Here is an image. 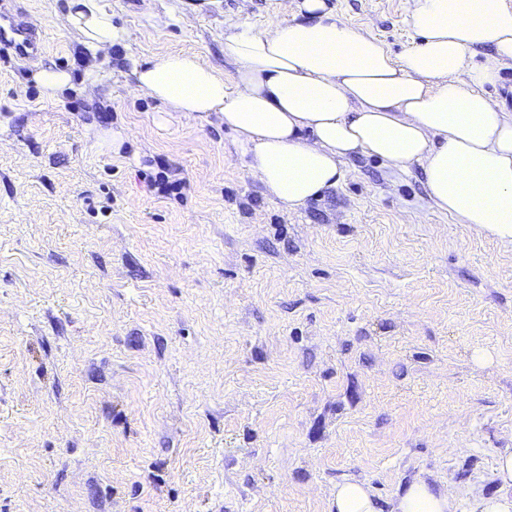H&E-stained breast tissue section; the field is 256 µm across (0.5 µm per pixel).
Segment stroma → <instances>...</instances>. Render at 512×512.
<instances>
[{
	"mask_svg": "<svg viewBox=\"0 0 512 512\" xmlns=\"http://www.w3.org/2000/svg\"><path fill=\"white\" fill-rule=\"evenodd\" d=\"M66 2L0 0L42 43L0 51V512H328L343 480L385 505L418 477L473 512L512 450V244L363 156L275 202L220 116L134 90L130 58L178 51L232 82L229 24L281 0H108L109 54ZM329 2L419 42L409 0ZM162 158L183 200L149 187ZM32 76L49 101L57 99L69 87L71 80L66 70L51 65H36Z\"/></svg>",
	"mask_w": 512,
	"mask_h": 512,
	"instance_id": "35a3bbf8",
	"label": "stroma"
}]
</instances>
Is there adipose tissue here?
I'll return each instance as SVG.
<instances>
[{
    "mask_svg": "<svg viewBox=\"0 0 512 512\" xmlns=\"http://www.w3.org/2000/svg\"><path fill=\"white\" fill-rule=\"evenodd\" d=\"M68 22L94 50L120 38L104 0H68ZM285 19L256 32L235 24L224 52L232 86L189 52L134 60V88L183 115L215 113L268 196L305 205L356 154L396 173L420 167L433 207L512 243V110L484 95L512 68V0H411L420 43L395 56L328 0H284ZM500 487L474 512H512V451ZM329 512L383 511L368 484L338 483ZM387 512H457L447 491L414 480Z\"/></svg>",
    "mask_w": 512,
    "mask_h": 512,
    "instance_id": "obj_1",
    "label": "adipose tissue"
}]
</instances>
